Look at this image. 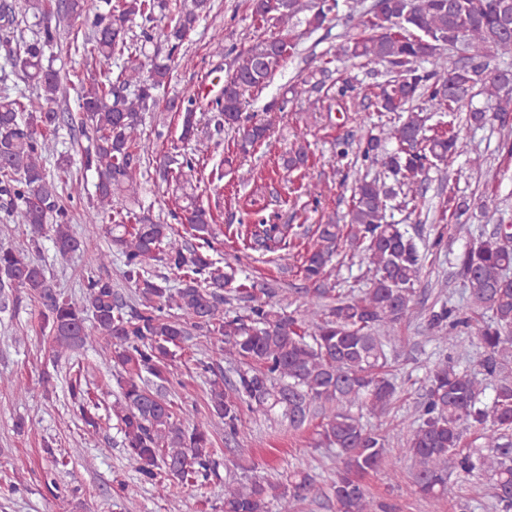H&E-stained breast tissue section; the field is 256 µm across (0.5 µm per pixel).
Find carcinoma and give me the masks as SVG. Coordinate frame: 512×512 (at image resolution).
Returning a JSON list of instances; mask_svg holds the SVG:
<instances>
[{
  "mask_svg": "<svg viewBox=\"0 0 512 512\" xmlns=\"http://www.w3.org/2000/svg\"><path fill=\"white\" fill-rule=\"evenodd\" d=\"M251 15L261 33L240 51L224 76L220 93L206 104L215 131L237 132V152L246 156L271 133L273 119L243 113L247 95L263 89L285 59L294 53L292 38L266 35L267 24H288L302 10L306 24L318 29L329 21L337 3L310 0H251ZM210 10V0H193L186 8L175 0H19L0 9V31L11 64L32 86L21 101L0 96V194L16 204L19 223L29 243L52 241L62 258L80 250L70 232L69 202L81 194L87 174L96 176V212L109 216L107 234L123 259V277L134 288L129 303L102 274L87 278L82 300L75 302L57 290L44 266L20 250L0 247V290L11 288L39 307L43 332L51 338L54 358L59 352L85 347L110 350L112 377L119 396L112 404L122 447L136 465L140 480L167 489L165 480L184 485L205 482L216 473L211 434L203 423L184 417L170 398L173 362L193 340L192 331L207 328L219 343L216 359L198 362L208 380L207 419L224 425V436L241 434L243 408L264 415L281 414L293 428L320 414L318 442L337 450L341 473L331 485L336 512H377L364 487L367 475L392 460H413V484L425 499L448 497V473L486 476L502 512H512V228L497 224L484 240L456 257L472 306L492 312L494 324L476 328L484 349L480 374L460 370L447 360L432 369L424 386L418 425L404 448H390L384 435L366 428L351 409L386 413L397 386L386 373V334L411 316L416 300L423 254L410 233L383 223L388 202L421 187L428 171L447 172L464 152L453 124L430 131L429 112H467L475 127L498 123L504 130L500 149L512 154V67L496 64L512 54V0H373L364 12L351 9L349 22L360 34L349 38L343 52L388 67L392 77L377 84V106L385 112H406L391 133H369L359 142L363 162L383 168L382 174L354 182L350 238L373 272L363 295L348 297L324 282V270L344 239L338 224L318 225V239L301 265L307 290L300 315L274 301L276 291L256 293L236 283L234 268L213 258L215 217L199 197L184 191L181 179L194 171L195 155L156 154L142 142L143 114L154 111L159 93L178 66L177 50ZM168 18L164 55H148L147 43L156 14ZM38 19V36L24 37L27 16ZM81 22L70 47L103 67L104 79L81 87L77 115L57 108L62 79L44 64L46 51L57 44L60 24ZM139 24L140 34L133 33ZM461 52L449 65L443 53ZM121 60L117 75L112 61ZM430 67H425V64ZM488 101L473 105L476 96ZM181 113L184 139L199 137L195 99L172 101ZM81 130L89 145L80 148L81 174H68L62 187L48 178L43 164L50 151L47 134L63 120ZM394 139L396 147L387 148ZM308 159L299 146L283 158L288 172ZM156 166L164 180L180 191L178 209L169 224L150 212H136L128 201L138 194L144 171ZM253 243L270 248L279 243L282 228L259 221L249 225ZM159 261L179 276L177 285L150 272ZM248 301L245 313L224 309V290ZM470 325L467 318L443 304L430 313L432 340L455 347L458 337L446 336L448 324ZM234 365L224 375L222 362ZM72 407L85 425L96 427V406L82 375L68 382ZM483 440L479 448L462 445L464 432ZM285 494L298 501L322 494L315 476L296 470L286 481L256 476L244 483L224 480V512H268L270 499Z\"/></svg>",
  "mask_w": 512,
  "mask_h": 512,
  "instance_id": "cac0c4a2",
  "label": "carcinoma"
}]
</instances>
